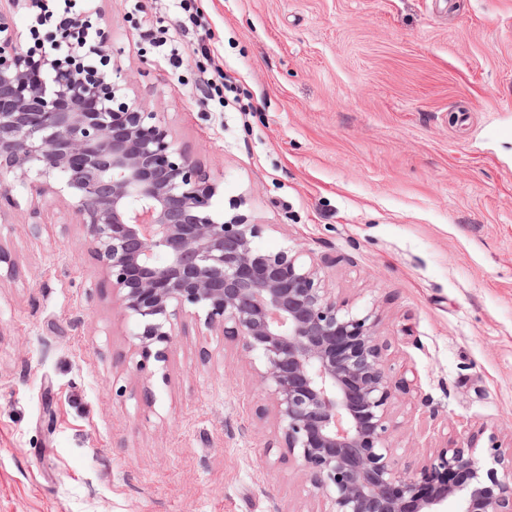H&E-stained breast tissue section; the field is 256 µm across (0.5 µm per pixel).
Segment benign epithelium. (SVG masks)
I'll return each mask as SVG.
<instances>
[{
  "label": "benign epithelium",
  "instance_id": "1",
  "mask_svg": "<svg viewBox=\"0 0 512 512\" xmlns=\"http://www.w3.org/2000/svg\"><path fill=\"white\" fill-rule=\"evenodd\" d=\"M0 11V199L13 190L69 202L112 300L133 321V372L166 368L191 314L241 344L272 404L285 456L313 489L318 512H512V448L480 432L401 469L392 443L390 375L375 311L354 312L300 250L264 252L265 225L213 211L219 184L179 147L158 113L114 76L109 39L79 59L40 60ZM470 473L458 487L448 476Z\"/></svg>",
  "mask_w": 512,
  "mask_h": 512
}]
</instances>
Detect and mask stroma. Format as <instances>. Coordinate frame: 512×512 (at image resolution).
I'll return each instance as SVG.
<instances>
[{
	"label": "stroma",
	"instance_id": "obj_1",
	"mask_svg": "<svg viewBox=\"0 0 512 512\" xmlns=\"http://www.w3.org/2000/svg\"><path fill=\"white\" fill-rule=\"evenodd\" d=\"M198 5L225 109L195 88L196 34L174 68L137 27L175 26L172 0L97 2L128 96L218 183L216 213L241 202L260 249L305 251L379 315L402 465L471 430L512 445V0ZM36 205L0 206V512H315L240 346L187 316L165 375L134 378L80 226Z\"/></svg>",
	"mask_w": 512,
	"mask_h": 512
}]
</instances>
